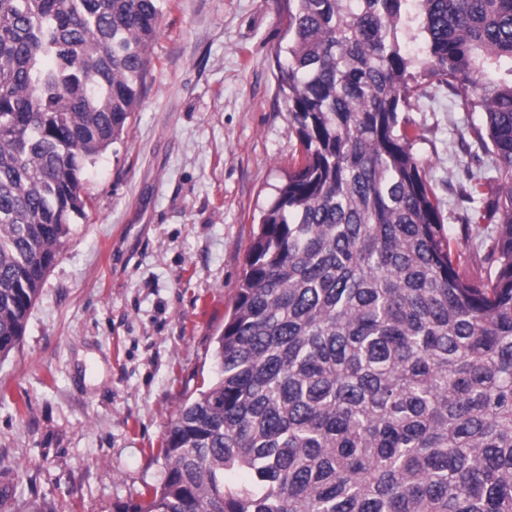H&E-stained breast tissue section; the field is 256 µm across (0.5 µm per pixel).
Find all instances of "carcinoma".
Masks as SVG:
<instances>
[{
  "mask_svg": "<svg viewBox=\"0 0 512 512\" xmlns=\"http://www.w3.org/2000/svg\"><path fill=\"white\" fill-rule=\"evenodd\" d=\"M296 168L261 216L215 380L117 512H512V0H291ZM164 0H0V358L140 102ZM429 76L482 114L497 226L459 272L400 113ZM244 470L249 478L230 484Z\"/></svg>",
  "mask_w": 512,
  "mask_h": 512,
  "instance_id": "1",
  "label": "carcinoma"
}]
</instances>
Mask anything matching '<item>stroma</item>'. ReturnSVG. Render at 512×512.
Wrapping results in <instances>:
<instances>
[{
    "label": "stroma",
    "instance_id": "obj_1",
    "mask_svg": "<svg viewBox=\"0 0 512 512\" xmlns=\"http://www.w3.org/2000/svg\"><path fill=\"white\" fill-rule=\"evenodd\" d=\"M287 0H167L140 103L89 166L85 218L49 272L20 345L0 360V485L9 512H115L161 483L168 426L214 374L253 235L294 167L278 89ZM403 114L446 232L457 191L488 175L481 115L429 78L416 25ZM491 227L472 225L459 271L486 276Z\"/></svg>",
    "mask_w": 512,
    "mask_h": 512
}]
</instances>
